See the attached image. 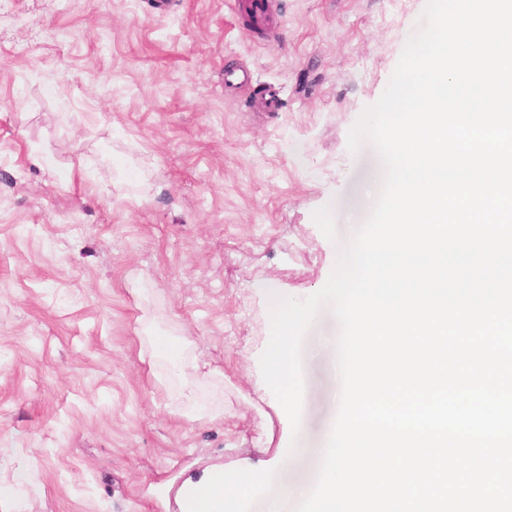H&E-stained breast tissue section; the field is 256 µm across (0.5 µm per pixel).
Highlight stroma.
Returning a JSON list of instances; mask_svg holds the SVG:
<instances>
[{"label":"stroma","mask_w":512,"mask_h":512,"mask_svg":"<svg viewBox=\"0 0 512 512\" xmlns=\"http://www.w3.org/2000/svg\"><path fill=\"white\" fill-rule=\"evenodd\" d=\"M425 3L280 0L270 46L225 0H7L26 22L0 25V512H179L185 479L276 458L263 291L325 285L315 210L343 241L367 218L378 155L349 131ZM238 62L252 83L225 88ZM339 330L325 306L303 339L310 438ZM152 334L187 340L179 369Z\"/></svg>","instance_id":"obj_1"}]
</instances>
